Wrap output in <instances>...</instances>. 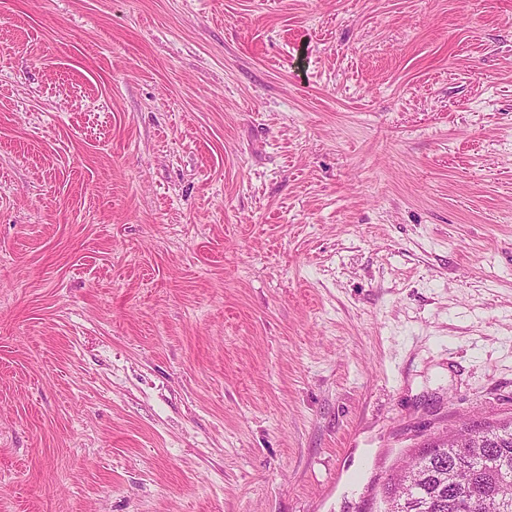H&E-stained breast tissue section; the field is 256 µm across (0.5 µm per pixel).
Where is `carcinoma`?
<instances>
[{
  "label": "carcinoma",
  "instance_id": "carcinoma-1",
  "mask_svg": "<svg viewBox=\"0 0 512 512\" xmlns=\"http://www.w3.org/2000/svg\"><path fill=\"white\" fill-rule=\"evenodd\" d=\"M473 447L439 440L412 452L410 473L399 470L384 488L397 512H512V419L466 422Z\"/></svg>",
  "mask_w": 512,
  "mask_h": 512
}]
</instances>
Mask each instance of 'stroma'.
Instances as JSON below:
<instances>
[{"label":"stroma","mask_w":512,"mask_h":512,"mask_svg":"<svg viewBox=\"0 0 512 512\" xmlns=\"http://www.w3.org/2000/svg\"><path fill=\"white\" fill-rule=\"evenodd\" d=\"M512 416V0H0V512H383Z\"/></svg>","instance_id":"obj_1"}]
</instances>
